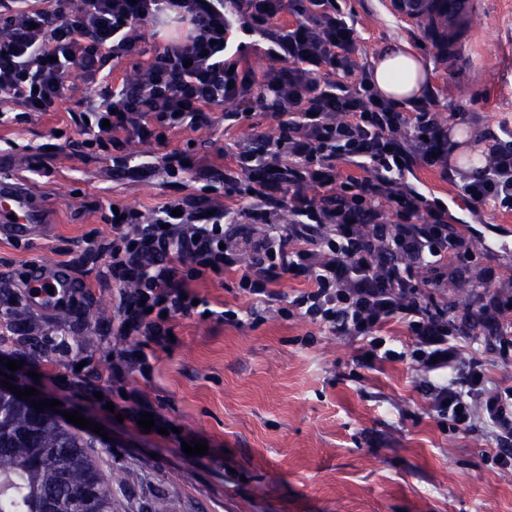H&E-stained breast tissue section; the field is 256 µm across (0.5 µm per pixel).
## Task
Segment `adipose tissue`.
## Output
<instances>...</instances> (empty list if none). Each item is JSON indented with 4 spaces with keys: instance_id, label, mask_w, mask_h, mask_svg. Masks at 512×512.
Returning <instances> with one entry per match:
<instances>
[{
    "instance_id": "obj_1",
    "label": "adipose tissue",
    "mask_w": 512,
    "mask_h": 512,
    "mask_svg": "<svg viewBox=\"0 0 512 512\" xmlns=\"http://www.w3.org/2000/svg\"><path fill=\"white\" fill-rule=\"evenodd\" d=\"M375 81L387 97L400 102L420 96L425 83L417 59L391 47L380 54Z\"/></svg>"
}]
</instances>
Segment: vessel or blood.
<instances>
[{"mask_svg":"<svg viewBox=\"0 0 512 512\" xmlns=\"http://www.w3.org/2000/svg\"><path fill=\"white\" fill-rule=\"evenodd\" d=\"M480 0H393L391 8L397 18L413 21L431 17L447 22L449 28L471 32L479 12ZM51 226L45 210L33 195L16 179H0V237L8 236L20 242H29L47 236ZM74 272L56 262L44 260L32 266L25 280L29 305L52 310L47 288L63 291L81 287Z\"/></svg>","mask_w":512,"mask_h":512,"instance_id":"1","label":"vessel or blood"}]
</instances>
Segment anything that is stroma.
Segmentation results:
<instances>
[{"label": "stroma", "instance_id": "1", "mask_svg": "<svg viewBox=\"0 0 512 512\" xmlns=\"http://www.w3.org/2000/svg\"><path fill=\"white\" fill-rule=\"evenodd\" d=\"M360 24L371 56L395 46L418 58L425 89L434 94L441 122L475 136L496 130L512 115V0H481L460 54L448 53L447 35L424 21L404 24L385 0H341ZM242 113L222 122L170 135L166 145L132 142L129 153L157 168L152 181L115 177L114 152L77 157L70 146L81 128L66 112L34 115L0 128V148L11 154L9 174L28 178L54 226L43 241L15 244L0 237V275L24 276L42 260L70 265L95 295L76 293L63 309L41 315L22 335L9 337L15 385L80 411L109 438L94 449L112 512H512V475L485 458L482 432L454 436L429 414L424 394L401 363L359 367L358 343L301 320L268 313L240 328L199 317L179 318L167 351L157 352L149 375L133 385L179 435L142 433L119 423L103 398L77 396L66 381L106 372L116 341L112 285L105 259L84 255L79 242L112 240L111 204L144 212L197 193L224 202L222 185L205 169L231 163L237 144L252 133L274 136L261 111L234 101ZM194 159L180 184L165 166ZM477 253L465 283H449L450 306L463 307L481 284V272L512 275V217L485 209L473 226ZM200 441L208 454L184 453Z\"/></svg>", "mask_w": 512, "mask_h": 512}]
</instances>
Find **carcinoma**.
<instances>
[{
	"label": "carcinoma",
	"mask_w": 512,
	"mask_h": 512,
	"mask_svg": "<svg viewBox=\"0 0 512 512\" xmlns=\"http://www.w3.org/2000/svg\"><path fill=\"white\" fill-rule=\"evenodd\" d=\"M96 442L52 414L38 415L0 391V512H112L109 496L88 449Z\"/></svg>",
	"instance_id": "obj_1"
}]
</instances>
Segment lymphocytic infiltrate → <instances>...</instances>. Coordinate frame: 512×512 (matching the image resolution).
<instances>
[{"mask_svg":"<svg viewBox=\"0 0 512 512\" xmlns=\"http://www.w3.org/2000/svg\"><path fill=\"white\" fill-rule=\"evenodd\" d=\"M175 12L184 36L167 40L134 78L111 83L112 62L139 56L134 30ZM296 22H284L286 13ZM259 34L273 64L256 77L236 57V25ZM360 34L338 0H0V125L66 107L72 79L96 84L80 100L88 122L80 149L122 153L131 140L164 143L167 132L241 118L228 101L259 108L275 136L253 134L234 154L224 206L206 212L189 196L152 215L123 205L112 240L84 239L106 257L117 288V333L134 337L96 382L76 376L78 394L107 383L127 385L145 371L143 340L166 349L173 323L207 313L243 326L268 310L299 318L361 344L360 366L407 364L431 413L454 435L484 426L494 463L512 474V386L492 384L489 362L512 361V281L483 289L465 312L441 294L465 279L475 243L458 219L420 187L418 168L439 169L460 189L474 218L493 207L512 215V121L485 133L488 163L463 171L449 163L455 147L424 95L403 111L352 59ZM144 55V54H143ZM357 175L342 176V165ZM290 223H278L281 211ZM236 273L247 313L211 309L197 287ZM295 278L303 290L276 289ZM410 336L396 345L392 325ZM477 351L465 352L464 341Z\"/></svg>","mask_w":512,"mask_h":512,"instance_id":"1","label":"lymphocytic infiltrate"}]
</instances>
